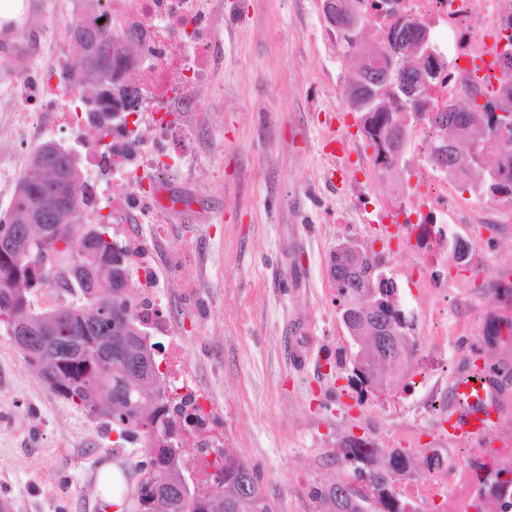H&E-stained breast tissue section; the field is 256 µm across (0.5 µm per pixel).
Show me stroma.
Instances as JSON below:
<instances>
[{
    "mask_svg": "<svg viewBox=\"0 0 512 512\" xmlns=\"http://www.w3.org/2000/svg\"><path fill=\"white\" fill-rule=\"evenodd\" d=\"M211 27L214 79L197 90L210 122L196 132L191 178L166 184L181 205L144 234L176 245L179 275L164 278V301L187 365L224 420L227 453L256 468L278 512H315L310 489L351 473L337 450L352 437L406 452L415 477L432 473L424 458L435 448L441 468L456 470L482 446L444 439L426 394L479 364L501 379L493 447L512 459V335L486 333L491 319L512 322V307L494 302L493 278L512 268V205L498 204L495 224L449 225V237L466 234L480 249L475 272L449 269L447 293L436 296L388 242L362 231L357 200L326 179L327 85L349 83L359 61L329 45L322 0H222ZM38 31L39 54L0 67V169L20 177L26 145L5 119L36 95L35 72L65 37L60 26ZM344 138L350 172L372 197L413 182L412 172L379 180L360 164L358 125ZM340 211L347 223H337ZM348 239L387 258L418 340L448 322L447 336L410 368V384L362 399L341 362L348 338L329 274ZM116 454L132 465L148 451L60 399L0 336V499H11L13 512H104L97 474Z\"/></svg>",
    "mask_w": 512,
    "mask_h": 512,
    "instance_id": "obj_1",
    "label": "stroma"
}]
</instances>
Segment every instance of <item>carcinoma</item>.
<instances>
[{
    "mask_svg": "<svg viewBox=\"0 0 512 512\" xmlns=\"http://www.w3.org/2000/svg\"><path fill=\"white\" fill-rule=\"evenodd\" d=\"M342 54L361 51L359 34L342 20L335 19ZM420 25L410 21L395 27L384 48L389 60H380L377 47H371L372 62L362 66L348 85L347 99L359 106L364 137L380 146L379 161L387 169L394 167L399 154L394 149L408 142L414 118L415 97L424 81L418 66L406 65L415 33ZM498 106L472 105L452 118L437 112L428 118L436 132L449 130L457 149L438 137L434 153L459 184L476 188L479 196L512 202V164L493 165L486 161V144L491 125L502 120L505 140L498 152L512 161V106L509 115L496 117ZM61 173L74 184L81 178L77 156L67 151L61 155L41 147L32 156L21 180L23 193L15 196L8 217L0 221V334L9 341L25 327L46 329L57 323L67 330L71 344L53 346V337L38 336L25 352L27 361L38 367L52 390L90 416L103 414V420L126 441H145L151 448L138 467L163 483L168 492L148 487L140 496L135 512H250L243 493L261 492L254 469L244 460L224 456V479L204 490L191 489L182 496V481L188 470L173 434L178 432L172 410L163 404L165 385L157 364L159 344L151 334H143L145 319L129 302L128 281L108 289L107 301L112 317L98 320L99 309L82 293L69 294L54 306H41L35 295L59 288L58 275L49 264L39 262L46 252L62 243L74 260L105 263L114 254L112 228L98 226L94 255L83 253L79 232V202L54 205L55 176ZM40 203L52 209L51 231L25 223L31 207ZM330 269L345 272L336 283L337 297L347 304H357L352 319L343 326L352 329L357 341L351 343L348 363L349 385L361 397L371 391H394L406 379L415 352L412 322L389 287L392 278H383L382 263L367 256L334 254ZM383 325L401 341L396 353H386L373 342L375 330ZM340 456L353 467V479H338L309 491L320 512H366L367 501L378 505L375 512H416L414 505L397 490V483L407 475L410 462L396 448L382 449L367 440L353 438ZM476 512L484 505H494V512L512 508V462L477 478Z\"/></svg>",
    "mask_w": 512,
    "mask_h": 512,
    "instance_id": "cac0c4a2",
    "label": "carcinoma"
}]
</instances>
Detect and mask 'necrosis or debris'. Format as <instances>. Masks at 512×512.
Returning a JSON list of instances; mask_svg holds the SVG:
<instances>
[{
	"label": "necrosis or debris",
	"mask_w": 512,
	"mask_h": 512,
	"mask_svg": "<svg viewBox=\"0 0 512 512\" xmlns=\"http://www.w3.org/2000/svg\"><path fill=\"white\" fill-rule=\"evenodd\" d=\"M394 9L375 12L372 24L379 39L410 20L429 33L428 63L436 71L421 99L426 112L447 110L451 100L477 94L496 100L507 89L506 63L512 59V0H393ZM220 7L218 0H73V16L89 13L112 27V43L121 54L119 71L136 72L135 101L124 108L122 121L96 124L93 100L76 81H63V47H56L38 76L40 109L23 113L34 145L51 131L71 127L74 134L96 127L95 139L84 142L87 177L75 194L82 201L83 223L108 215L114 241L128 256L131 297L149 326L170 337L176 326L163 302L159 270L168 242H145L130 228L156 224L153 193L167 178L191 172L190 158L176 142L182 113L199 112L194 91L212 79V33L207 21ZM406 163L416 170L412 186L400 189L396 204L362 198L359 210L366 225L393 224L411 254L421 284L447 287V266L455 254L448 249L452 224H494V210L458 196L448 171L430 151L436 133L421 120L410 129ZM169 379L183 411L177 416L184 446L194 449V465L207 481L220 468L214 460L224 445V427L215 407L189 367L169 350L164 358Z\"/></svg>",
	"instance_id": "1"
}]
</instances>
